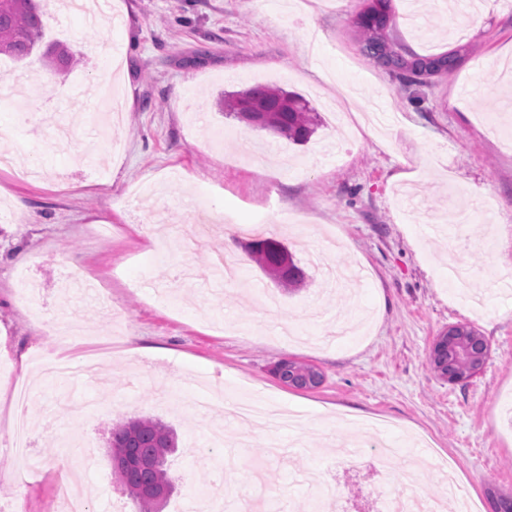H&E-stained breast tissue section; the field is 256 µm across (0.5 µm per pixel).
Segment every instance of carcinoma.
I'll list each match as a JSON object with an SVG mask.
<instances>
[{
  "instance_id": "cac0c4a2",
  "label": "carcinoma",
  "mask_w": 512,
  "mask_h": 512,
  "mask_svg": "<svg viewBox=\"0 0 512 512\" xmlns=\"http://www.w3.org/2000/svg\"><path fill=\"white\" fill-rule=\"evenodd\" d=\"M43 6L40 0H0V54L22 60L31 56L43 39ZM393 22L391 0H378L372 18L361 25L364 56L404 79L452 74L460 59V50L440 54L404 56L390 42L388 29ZM235 113L251 112L264 118L263 126L295 142L304 143L314 132L315 116L302 97L276 87L254 86L224 101ZM288 247L275 239L249 245L251 259L272 279L296 288L305 279L303 270L290 263L283 272L281 252ZM312 365L288 361L287 385L299 390L308 386L299 371ZM110 455L112 474L139 507V512H158L160 500L154 491H170L172 479L166 468L167 456L177 448L176 434L162 420L154 417L119 420L112 424ZM495 512H512V495L487 490Z\"/></svg>"
}]
</instances>
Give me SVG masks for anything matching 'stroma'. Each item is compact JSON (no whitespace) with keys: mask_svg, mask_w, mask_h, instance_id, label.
Returning a JSON list of instances; mask_svg holds the SVG:
<instances>
[{"mask_svg":"<svg viewBox=\"0 0 512 512\" xmlns=\"http://www.w3.org/2000/svg\"><path fill=\"white\" fill-rule=\"evenodd\" d=\"M50 2L43 42L80 64L0 55L19 91L0 106V155L46 170L26 182L0 170V512H62L68 471L84 463L75 436L96 460L85 512H138L108 440L112 422L142 415L178 434L162 512L221 494L231 451L243 504L258 472L280 512L322 496L376 512L408 472L439 499L425 434L471 492L512 495V292L498 286L512 273V5L426 0L410 23L392 0L402 51L462 55L452 77L403 82L363 55L359 0H109L94 30ZM257 83L317 112L307 143L225 111ZM265 238L287 245L305 287L285 290L248 260ZM76 261L107 295L77 301L64 278ZM60 320L116 350L81 377L36 379L25 417L42 469L26 482L7 387L20 360L55 348ZM457 325L482 336L487 359L451 383L429 355ZM283 358L314 365L321 386L282 383ZM240 399L284 417L238 442L227 406ZM385 439L400 448L387 469L373 446Z\"/></svg>","mask_w":512,"mask_h":512,"instance_id":"obj_1","label":"stroma"}]
</instances>
